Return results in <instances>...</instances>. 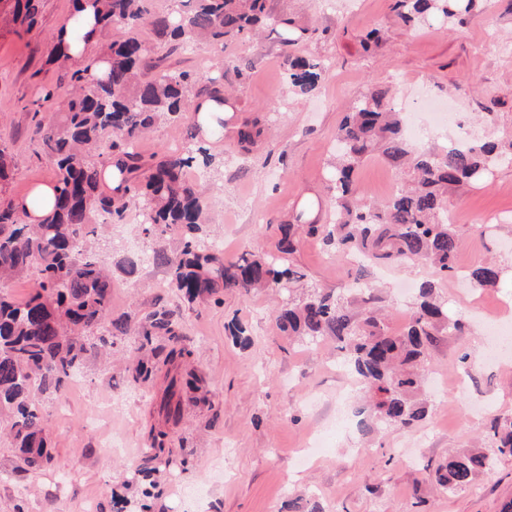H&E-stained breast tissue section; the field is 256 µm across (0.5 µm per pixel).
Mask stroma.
<instances>
[{
	"label": "stroma",
	"mask_w": 512,
	"mask_h": 512,
	"mask_svg": "<svg viewBox=\"0 0 512 512\" xmlns=\"http://www.w3.org/2000/svg\"><path fill=\"white\" fill-rule=\"evenodd\" d=\"M393 4L268 0L271 14H289L312 29L313 38L288 48L268 26L223 51L200 39L194 51L168 58V65L194 71L203 85L220 55L233 57L236 64L225 69L223 83L238 118L268 124L249 154L234 151L226 138L212 147L223 166L218 188L206 195L211 222L203 232L223 239L225 261L246 252L276 254L282 225L300 207L327 205L337 128L367 87L395 86L404 113L418 111L425 95L454 107L458 124L421 127L414 150L512 138V0H487L481 13L452 29L404 25ZM69 10L70 0H39L30 31H0V138L11 142L14 196L53 176L32 135L29 105L43 81L57 88L55 103L42 110L44 120L69 97L62 68L50 60L53 35ZM374 29L377 44L363 46L362 36ZM289 54L330 62L317 91H291L284 65ZM397 181V170L377 153L357 171L360 194L376 203ZM448 199L459 268L497 262L496 287L458 295L454 278H438L425 262L362 270L313 238L302 239L289 257L308 282L335 292L362 276L393 331H401L412 312L414 293L399 290L407 282H435L449 317L463 322L462 333L441 336L431 347L424 363L426 417L404 430L380 425L373 410L358 409L353 398L337 402L349 374L336 366L335 340L313 347L283 333L274 319L276 292H227L219 304H187L161 269H142L132 278L120 269L128 251L148 246L137 225L108 229L113 316L140 320L156 308L175 311L195 350L191 367L205 396L183 403L174 452L155 476L153 512H310L315 506L320 512H500L512 501L510 456L471 489L450 493L433 479L449 452L488 440L493 419L512 416V350L486 361L488 341L473 313L484 305L512 335V223L499 225L492 236L481 232L493 215L512 213V167L450 187ZM234 321L247 328L248 346L229 336ZM133 345L130 337L117 343L108 363L89 353L63 393L37 395L51 465L35 473L18 470L13 442L0 434V512H122L125 501L138 498L145 439L164 422L159 404L165 371L133 383L139 359ZM459 371L469 375L467 393L432 391L434 379L449 381Z\"/></svg>",
	"instance_id": "35a3bbf8"
}]
</instances>
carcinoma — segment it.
I'll return each mask as SVG.
<instances>
[{"instance_id":"cac0c4a2","label":"carcinoma","mask_w":512,"mask_h":512,"mask_svg":"<svg viewBox=\"0 0 512 512\" xmlns=\"http://www.w3.org/2000/svg\"><path fill=\"white\" fill-rule=\"evenodd\" d=\"M100 30L126 31L122 41L99 44L104 69L92 75L58 54L71 95L54 120L38 124L35 135L53 166L57 191L52 212L40 224H28L14 201L0 196V413L7 416L25 470L51 462L44 419L36 394L56 393L68 386L97 349L112 354L116 340L137 336L138 350L150 349L174 372L161 408L165 424L151 430L145 459L153 462L172 453L169 424L181 418L183 394L197 390L182 366L193 356L174 313L160 308L133 323L112 317V278L103 257L108 242L88 246L98 234L95 217L107 214L120 223L133 205L147 218L141 234L154 243L151 263L163 269L170 287L188 302L211 299L221 303L226 291L276 288L282 302L275 316L279 329L314 344L335 337L342 361L362 379V392L381 421L408 428L425 416L414 402L421 387L419 365L428 346L443 334L462 329L450 319L434 296V285L418 288L416 307L403 331L392 333L385 317L370 307L373 296L358 298L364 308L354 312L348 297L315 286L304 297L292 296L306 274L286 262L296 251L291 228L284 229L278 254L245 253L232 263L224 251L207 241V223L200 185L186 177L197 163L212 170L218 165L205 135L217 133L228 120L224 105L222 59L207 87L195 89L189 70L172 69L164 60L187 50L196 37L222 48L224 43L253 33L263 23L278 31L283 45L307 40L302 28L286 14L272 16L266 0H178L179 8L156 14L149 0H93ZM482 0H396L397 15L406 23L454 26L463 23ZM36 0H0V20L16 27L36 23ZM154 30L160 48L137 37L140 27ZM327 68L318 59L288 57L286 79L300 94H309L325 80ZM206 96L211 107L200 114L195 100ZM184 118L190 132L185 147L146 159L137 141L161 120ZM258 121L244 120L237 127L234 146L247 154L262 135ZM381 151L397 168L408 169L410 181L400 183L382 207L361 198L355 173L365 157ZM115 161L122 194L114 196L101 185L102 167ZM12 152L0 140V193L11 178ZM512 166V141L459 143L441 151L410 150L400 113L395 111L392 87L369 88L346 113L336 132V150L330 162V192L334 220L318 223L311 209L298 211L296 224L310 238L322 241L338 259L362 255L370 264L393 265L429 260L437 273L455 274L457 239L449 219L448 188L463 181L485 178L490 167ZM181 232L174 252L160 245L171 231ZM38 271L35 291L18 302L12 285ZM474 285H496L499 269L480 263L466 274ZM161 337L165 344L153 346ZM512 456V417L494 423L489 449L477 448L448 455L436 470L438 484L454 492L470 489L478 476L501 456Z\"/></svg>"}]
</instances>
